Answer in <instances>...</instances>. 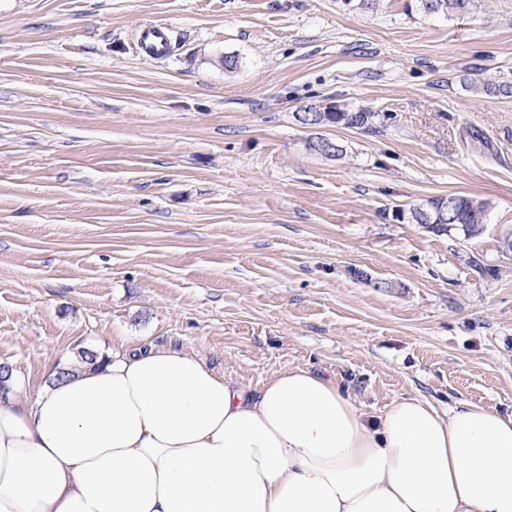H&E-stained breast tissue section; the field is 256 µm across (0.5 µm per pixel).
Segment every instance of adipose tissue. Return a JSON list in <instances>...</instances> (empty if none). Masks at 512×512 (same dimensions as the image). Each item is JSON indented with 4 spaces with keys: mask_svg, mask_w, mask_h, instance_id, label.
I'll list each match as a JSON object with an SVG mask.
<instances>
[{
    "mask_svg": "<svg viewBox=\"0 0 512 512\" xmlns=\"http://www.w3.org/2000/svg\"><path fill=\"white\" fill-rule=\"evenodd\" d=\"M0 392V512H512V414L364 412L334 379L258 388L167 348Z\"/></svg>",
    "mask_w": 512,
    "mask_h": 512,
    "instance_id": "1",
    "label": "adipose tissue"
}]
</instances>
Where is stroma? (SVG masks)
I'll return each instance as SVG.
<instances>
[{
	"instance_id": "35a3bbf8",
	"label": "stroma",
	"mask_w": 512,
	"mask_h": 512,
	"mask_svg": "<svg viewBox=\"0 0 512 512\" xmlns=\"http://www.w3.org/2000/svg\"><path fill=\"white\" fill-rule=\"evenodd\" d=\"M173 28L152 59L132 35ZM236 59L234 68L225 57ZM512 0H0V363L151 343L512 413ZM376 113L311 127L306 108ZM339 143L338 157L314 148ZM485 204L482 233L400 210ZM430 13L463 14L469 10L471 0H420ZM446 202H448V218L442 214L440 218H438V222L441 224H435L436 213L445 207ZM407 219L414 224H425L427 228L429 225H447V227L431 226L428 228L436 234L448 233V227H455L456 224L453 223H457L460 220L457 216L455 202L442 197L429 200L424 207L410 208ZM446 222H448V224H444Z\"/></svg>"
}]
</instances>
